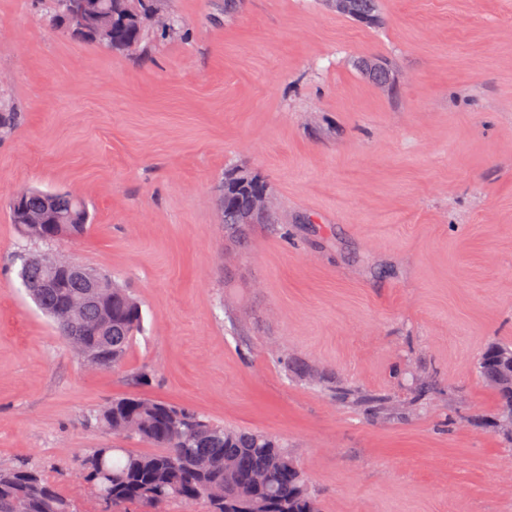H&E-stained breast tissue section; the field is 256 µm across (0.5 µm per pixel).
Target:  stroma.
<instances>
[{
	"label": "stroma",
	"instance_id": "stroma-1",
	"mask_svg": "<svg viewBox=\"0 0 512 512\" xmlns=\"http://www.w3.org/2000/svg\"><path fill=\"white\" fill-rule=\"evenodd\" d=\"M165 5L179 30L132 55L0 0V461L67 470L113 439L89 414L138 394L284 442L322 512H512L474 370L512 341V0H379L371 23L325 0ZM235 167L277 217L241 247L215 200ZM23 187L86 202L88 232L54 247L139 300L123 366L85 369L26 295Z\"/></svg>",
	"mask_w": 512,
	"mask_h": 512
}]
</instances>
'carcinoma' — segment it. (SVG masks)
<instances>
[{
	"instance_id": "cac0c4a2",
	"label": "carcinoma",
	"mask_w": 512,
	"mask_h": 512,
	"mask_svg": "<svg viewBox=\"0 0 512 512\" xmlns=\"http://www.w3.org/2000/svg\"><path fill=\"white\" fill-rule=\"evenodd\" d=\"M157 0H94L100 26H112V48L131 54L144 51L157 29L142 24ZM379 0H345L339 14L370 22ZM267 185L258 176L238 186L224 178V223L234 224L251 196ZM84 203L70 195L37 189L19 206H9L10 221L19 225L27 242L41 244L40 254L51 260L59 252L49 248L54 238L42 224H26V213H43L60 225L59 235L79 238L88 230L82 221ZM24 248L15 255L17 275L36 305L53 322L68 347L80 345V361H93L98 370L121 366L130 344L143 326L140 302L130 289L103 273V286L91 304H81L71 318L60 311L80 304L86 288L77 277L46 262L32 261ZM55 281V287L44 283ZM479 377L497 391L498 427L512 438V343H498L477 358ZM94 426L122 438H137L155 448L134 453L117 444H103L77 458L92 491H102V512H166L172 504L203 512H321L317 495L287 446L264 434L245 433L216 423L194 410L168 402L128 395L114 399L92 415ZM213 485L224 487V501L209 497ZM80 512L73 497L62 493L59 481L24 465L0 463V512Z\"/></svg>"
}]
</instances>
